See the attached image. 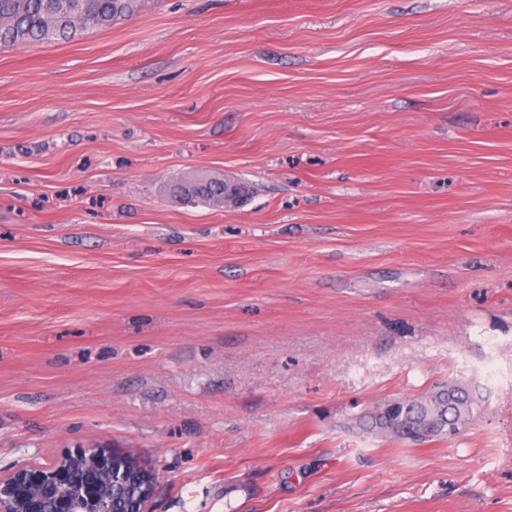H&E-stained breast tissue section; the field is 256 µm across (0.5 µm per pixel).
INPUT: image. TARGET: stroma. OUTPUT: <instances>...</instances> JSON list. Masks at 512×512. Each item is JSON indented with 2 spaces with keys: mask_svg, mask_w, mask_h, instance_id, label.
Returning a JSON list of instances; mask_svg holds the SVG:
<instances>
[{
  "mask_svg": "<svg viewBox=\"0 0 512 512\" xmlns=\"http://www.w3.org/2000/svg\"><path fill=\"white\" fill-rule=\"evenodd\" d=\"M220 174L238 204L170 184ZM454 441L360 428L449 381ZM151 512H512V0H143L0 50V469ZM130 454L77 446L44 462L0 470V512H112V486L125 493L127 512H150L156 467L146 462L132 468Z\"/></svg>",
  "mask_w": 512,
  "mask_h": 512,
  "instance_id": "obj_1",
  "label": "stroma"
}]
</instances>
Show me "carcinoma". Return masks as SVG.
I'll use <instances>...</instances> for the list:
<instances>
[{
  "mask_svg": "<svg viewBox=\"0 0 512 512\" xmlns=\"http://www.w3.org/2000/svg\"><path fill=\"white\" fill-rule=\"evenodd\" d=\"M142 0H0V48L27 42L66 40L78 29L108 27L138 12ZM190 203L221 207L230 202L229 186L220 177L175 184ZM478 406L458 383L412 400H393L377 407L375 427L384 436L413 444L434 439L454 440L448 419L469 424Z\"/></svg>",
  "mask_w": 512,
  "mask_h": 512,
  "instance_id": "carcinoma-1",
  "label": "carcinoma"
}]
</instances>
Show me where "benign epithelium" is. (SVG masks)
Listing matches in <instances>:
<instances>
[{
  "instance_id": "7a95c632",
  "label": "benign epithelium",
  "mask_w": 512,
  "mask_h": 512,
  "mask_svg": "<svg viewBox=\"0 0 512 512\" xmlns=\"http://www.w3.org/2000/svg\"><path fill=\"white\" fill-rule=\"evenodd\" d=\"M130 451L77 446L56 458L0 470V512H112V489L128 512H150L156 467L129 464Z\"/></svg>"
}]
</instances>
